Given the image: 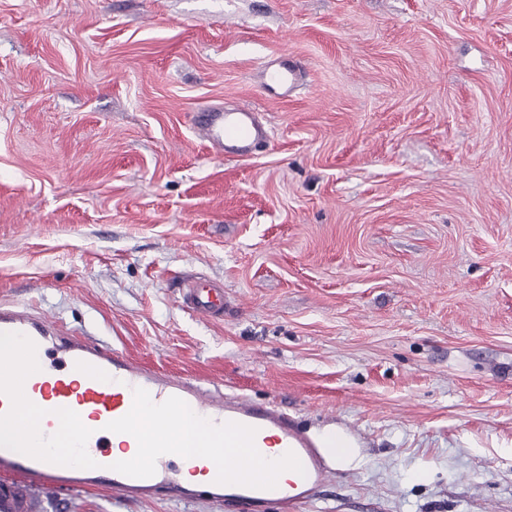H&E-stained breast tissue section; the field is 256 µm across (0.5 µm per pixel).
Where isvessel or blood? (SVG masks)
Wrapping results in <instances>:
<instances>
[{
  "label": "vessel or blood",
  "instance_id": "obj_1",
  "mask_svg": "<svg viewBox=\"0 0 512 512\" xmlns=\"http://www.w3.org/2000/svg\"><path fill=\"white\" fill-rule=\"evenodd\" d=\"M301 75L293 60L265 67L268 86L286 94ZM193 125L221 157L251 155L268 136L257 112L245 107L202 108ZM183 302L205 318L224 309L220 289L207 283L188 288ZM0 335L20 342L14 355L0 358V420L13 426L10 435L0 436V512H32L40 490L61 494L98 488L127 497L160 492L174 500L208 495L222 500L226 512H266L271 504L286 510L312 500L331 473L311 430L276 405L229 397L158 373L117 349L60 334L23 308L0 305ZM136 399L167 422H175L177 410L188 409L223 433L224 468H202L196 487L185 485L177 464L180 449L155 447L150 437L129 427V403ZM67 414L78 426L65 436L59 421ZM270 439L281 451L265 459L260 448ZM116 443L124 449H152L151 465H114ZM245 455L257 457L266 469L299 470L302 481L290 490L236 480L233 469Z\"/></svg>",
  "mask_w": 512,
  "mask_h": 512
}]
</instances>
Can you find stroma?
<instances>
[{
    "label": "stroma",
    "instance_id": "stroma-1",
    "mask_svg": "<svg viewBox=\"0 0 512 512\" xmlns=\"http://www.w3.org/2000/svg\"><path fill=\"white\" fill-rule=\"evenodd\" d=\"M209 105L267 146L217 157ZM0 303L343 426L363 465L295 512H512V0H0ZM302 71L296 61L289 60V63H269L265 67L267 85L276 87L283 91V94H290L300 81ZM193 125L213 152L224 156H248L268 137L254 109L205 107L193 116ZM184 304L196 314L204 318H214L223 312L224 295L219 288L207 283H198L183 295Z\"/></svg>",
    "mask_w": 512,
    "mask_h": 512
}]
</instances>
